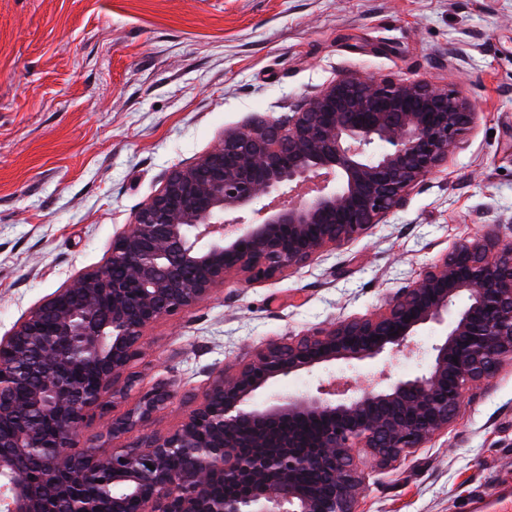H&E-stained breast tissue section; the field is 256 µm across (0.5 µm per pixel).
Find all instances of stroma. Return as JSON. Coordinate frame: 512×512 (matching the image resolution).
<instances>
[{"instance_id":"1","label":"stroma","mask_w":512,"mask_h":512,"mask_svg":"<svg viewBox=\"0 0 512 512\" xmlns=\"http://www.w3.org/2000/svg\"><path fill=\"white\" fill-rule=\"evenodd\" d=\"M351 71L464 90L478 118L385 223L147 327L131 370L177 391L148 434L178 429L214 371L377 312L512 218V0H0V336L100 267L167 170ZM356 458L359 512H512V363L423 447Z\"/></svg>"}]
</instances>
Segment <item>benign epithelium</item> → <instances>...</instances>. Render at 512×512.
Returning <instances> with one entry per match:
<instances>
[{
	"label": "benign epithelium",
	"mask_w": 512,
	"mask_h": 512,
	"mask_svg": "<svg viewBox=\"0 0 512 512\" xmlns=\"http://www.w3.org/2000/svg\"><path fill=\"white\" fill-rule=\"evenodd\" d=\"M475 116L468 96L430 81L349 72L171 169L100 267L0 337V512H357L353 449L388 463L422 447L448 430L469 387L512 362L511 241L463 240L381 312L217 372L169 435L107 448L81 443L82 430L135 386L148 326L231 275L270 281L362 236L448 161ZM425 330L428 347L416 341ZM397 352L415 373L378 389L350 374L304 393L273 388ZM174 398L155 383L112 413L105 437H125ZM307 421L321 427L313 437L293 427ZM176 456L187 466L173 467Z\"/></svg>",
	"instance_id": "7a95c632"
}]
</instances>
